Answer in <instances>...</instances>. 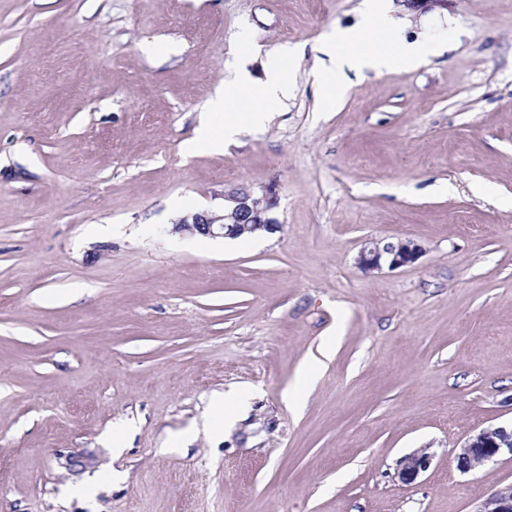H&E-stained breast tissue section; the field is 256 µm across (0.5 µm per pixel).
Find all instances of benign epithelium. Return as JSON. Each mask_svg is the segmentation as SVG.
Segmentation results:
<instances>
[{
  "label": "benign epithelium",
  "instance_id": "7a95c632",
  "mask_svg": "<svg viewBox=\"0 0 512 512\" xmlns=\"http://www.w3.org/2000/svg\"><path fill=\"white\" fill-rule=\"evenodd\" d=\"M233 206L217 215L208 211L196 212L181 221L183 228L211 237L235 236L241 230L250 232L273 231L275 219L268 216L275 201L270 194L255 196L246 188H238L229 194ZM421 249L411 241H369L360 249L356 265L366 273L379 271L383 267L397 269L414 263ZM512 456V427L488 426L469 438L456 453L457 468L463 473L484 469L502 455ZM432 455L419 448L399 461L397 475L405 484L413 483L431 465ZM478 512H512V483L497 488L481 504Z\"/></svg>",
  "mask_w": 512,
  "mask_h": 512
}]
</instances>
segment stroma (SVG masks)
<instances>
[{"instance_id": "stroma-1", "label": "stroma", "mask_w": 512, "mask_h": 512, "mask_svg": "<svg viewBox=\"0 0 512 512\" xmlns=\"http://www.w3.org/2000/svg\"><path fill=\"white\" fill-rule=\"evenodd\" d=\"M391 9L435 54L328 108L311 47L362 0H0V512H477L512 483L455 459L512 425V0ZM288 46L280 110L187 154ZM241 187L276 231L181 227ZM369 239L421 256L365 273ZM245 397V392H236L224 394L223 398L216 400V418L210 422V429L215 433L223 431L226 425V419L228 420L231 417L234 408L237 407ZM427 448H419L402 457L399 461L397 475L405 484L413 483L431 465L432 455Z\"/></svg>"}]
</instances>
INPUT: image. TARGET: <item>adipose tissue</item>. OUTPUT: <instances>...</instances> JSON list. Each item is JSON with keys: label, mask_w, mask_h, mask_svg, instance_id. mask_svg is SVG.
<instances>
[{"label": "adipose tissue", "mask_w": 512, "mask_h": 512, "mask_svg": "<svg viewBox=\"0 0 512 512\" xmlns=\"http://www.w3.org/2000/svg\"><path fill=\"white\" fill-rule=\"evenodd\" d=\"M313 50L320 57V84L326 90L324 101L330 105L346 91L349 75L413 69L433 52L426 43L400 36L388 0H365L362 24L323 35ZM294 62L293 54L279 50L268 55L263 78L255 80L245 75L217 88L205 112L200 113L193 136L185 140V150L218 154L246 129L264 125L289 94L288 74ZM243 92L248 94L251 107L238 112L234 100Z\"/></svg>", "instance_id": "obj_1"}]
</instances>
